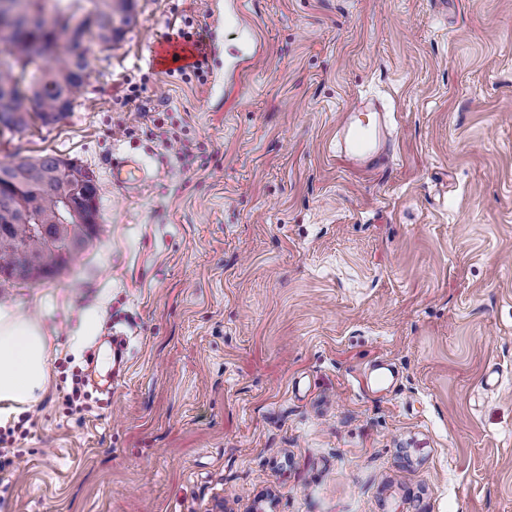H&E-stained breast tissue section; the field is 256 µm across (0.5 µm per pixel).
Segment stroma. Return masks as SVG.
<instances>
[{
  "instance_id": "1",
  "label": "stroma",
  "mask_w": 512,
  "mask_h": 512,
  "mask_svg": "<svg viewBox=\"0 0 512 512\" xmlns=\"http://www.w3.org/2000/svg\"><path fill=\"white\" fill-rule=\"evenodd\" d=\"M114 25L72 112L0 134V161L101 186L91 245L0 288L53 347L0 512H512V0H132ZM188 36L204 79L158 56ZM366 97L376 174L336 160ZM120 155L146 180L113 185Z\"/></svg>"
}]
</instances>
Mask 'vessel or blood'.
I'll return each instance as SVG.
<instances>
[{
	"label": "vessel or blood",
	"mask_w": 512,
	"mask_h": 512,
	"mask_svg": "<svg viewBox=\"0 0 512 512\" xmlns=\"http://www.w3.org/2000/svg\"><path fill=\"white\" fill-rule=\"evenodd\" d=\"M340 144L336 151L338 161L358 171H372L384 161L389 145L385 112L373 104L352 110L341 123ZM146 175L142 165L130 157H117L112 161L113 184L129 187Z\"/></svg>",
	"instance_id": "1"
}]
</instances>
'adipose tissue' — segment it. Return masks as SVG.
Segmentation results:
<instances>
[{"label":"adipose tissue","mask_w":512,"mask_h":512,"mask_svg":"<svg viewBox=\"0 0 512 512\" xmlns=\"http://www.w3.org/2000/svg\"><path fill=\"white\" fill-rule=\"evenodd\" d=\"M50 384L48 338L39 323L0 305V420L38 401Z\"/></svg>","instance_id":"adipose-tissue-1"}]
</instances>
